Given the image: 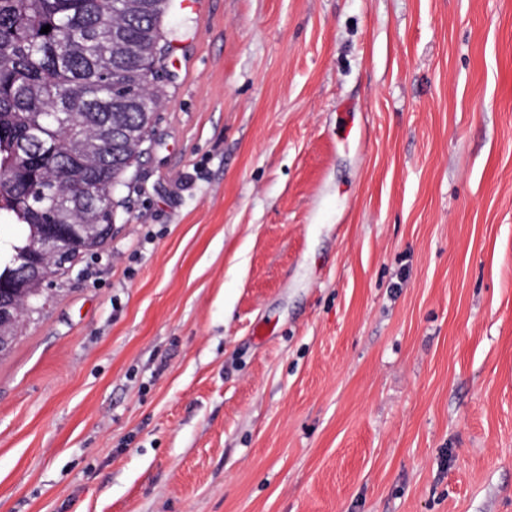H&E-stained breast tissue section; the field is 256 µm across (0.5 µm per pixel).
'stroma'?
<instances>
[{
  "label": "stroma",
  "instance_id": "obj_1",
  "mask_svg": "<svg viewBox=\"0 0 512 512\" xmlns=\"http://www.w3.org/2000/svg\"><path fill=\"white\" fill-rule=\"evenodd\" d=\"M112 236L0 353V512H512V0H175Z\"/></svg>",
  "mask_w": 512,
  "mask_h": 512
}]
</instances>
